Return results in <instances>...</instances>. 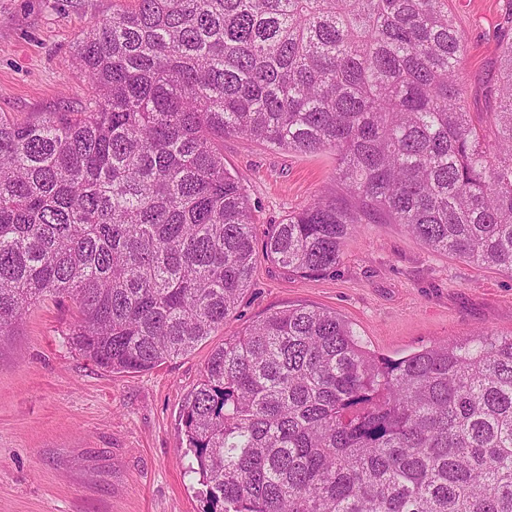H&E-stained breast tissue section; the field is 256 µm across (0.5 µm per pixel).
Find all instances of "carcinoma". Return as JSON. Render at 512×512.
<instances>
[{
  "label": "carcinoma",
  "instance_id": "obj_1",
  "mask_svg": "<svg viewBox=\"0 0 512 512\" xmlns=\"http://www.w3.org/2000/svg\"><path fill=\"white\" fill-rule=\"evenodd\" d=\"M476 123L448 0H128L75 47L77 112L0 118V338L47 298L108 371L185 355L257 260L219 141L330 150L338 190L263 256L336 269L358 224L512 271V42ZM182 420L210 512H512V334L398 360L337 312L287 307L224 337Z\"/></svg>",
  "mask_w": 512,
  "mask_h": 512
}]
</instances>
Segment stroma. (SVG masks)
<instances>
[{
	"mask_svg": "<svg viewBox=\"0 0 512 512\" xmlns=\"http://www.w3.org/2000/svg\"><path fill=\"white\" fill-rule=\"evenodd\" d=\"M112 0H0V117L76 112L92 94L71 63ZM466 52L459 78L473 119L487 110L512 40V0H448ZM224 164L245 177L257 238L332 187V153H292L233 135ZM338 312L373 353L398 359L476 329L512 333V273L436 252L401 224H360L335 272L299 277L258 258L228 318L189 354L141 373L109 372L75 349L76 310L52 298L0 340V512H205L181 410L225 335L275 311Z\"/></svg>",
	"mask_w": 512,
	"mask_h": 512,
	"instance_id": "1",
	"label": "stroma"
}]
</instances>
